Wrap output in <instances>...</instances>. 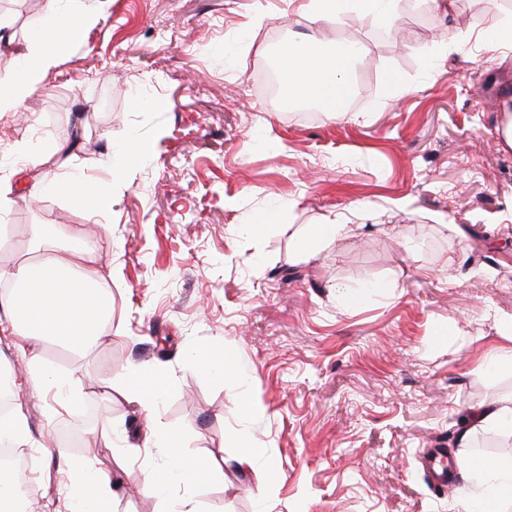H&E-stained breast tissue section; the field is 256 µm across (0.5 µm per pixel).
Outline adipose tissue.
Segmentation results:
<instances>
[{"instance_id":"adipose-tissue-1","label":"adipose tissue","mask_w":512,"mask_h":512,"mask_svg":"<svg viewBox=\"0 0 512 512\" xmlns=\"http://www.w3.org/2000/svg\"><path fill=\"white\" fill-rule=\"evenodd\" d=\"M45 24L32 37L24 52L13 56V79L7 90L0 92V112L21 104L42 78L57 67L59 50L68 42L80 40L94 26L99 14L75 0L69 10H61L59 0H47ZM281 75L289 94L295 99L322 103L329 112H342L350 85L347 73L356 64V56L346 44L339 43L320 50L316 40L284 44L280 48ZM32 247L40 251L35 261L19 263L11 269H0V280L11 283L8 323L12 335L23 339H52L74 350L91 348L109 323L112 306L103 288L109 277L102 268L85 263L83 257L91 246L83 240L70 246L71 260H61L55 253L48 229L37 225ZM466 431L461 442H468L479 430L512 431V397L498 398L470 408ZM155 445L166 459L153 478L154 493L169 499L174 488L182 487L187 497L179 502L178 512H198L201 498L208 492L217 473L204 460L187 457L180 433L158 428ZM57 456L68 457V494L61 512H113L114 493L109 481L91 464L72 459L66 448ZM469 472L488 475L490 486L485 498L469 499L471 512H487L495 502L499 488H512V464L468 462Z\"/></svg>"}]
</instances>
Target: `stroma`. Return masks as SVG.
<instances>
[{
	"mask_svg": "<svg viewBox=\"0 0 512 512\" xmlns=\"http://www.w3.org/2000/svg\"><path fill=\"white\" fill-rule=\"evenodd\" d=\"M100 23L62 46L59 64L22 105L0 112V207L10 240L0 267L29 258L32 227L54 242L91 243L111 270L110 325L84 352L12 336L0 308V367L28 357L74 374L82 395L62 410L52 391L22 385L25 483L56 512L66 444L108 476L115 512H167L147 483L163 456L154 425L179 430L188 456L220 471L203 512H466L461 490L434 491L423 456L482 461L512 454L472 434L468 408L512 395V369H487L498 331L512 329V150L496 128L512 60L477 36L496 29L500 0H459L470 23L449 27L423 0H401L403 39L379 38L376 11L325 22L303 0H86ZM10 58L44 21V0H0ZM308 33L364 48L346 116L289 114L258 75L282 44ZM406 93L392 98V82ZM67 163L53 153L72 125ZM139 140L145 152L114 156ZM42 160L53 189L33 194L15 172ZM127 184L112 190V173ZM113 191L95 211L71 184ZM361 210L341 241L307 255L292 230ZM224 359L225 374L205 360ZM168 380L144 407L131 371ZM111 397H104V390ZM259 453L239 469L241 438Z\"/></svg>",
	"mask_w": 512,
	"mask_h": 512,
	"instance_id": "stroma-1",
	"label": "stroma"
}]
</instances>
